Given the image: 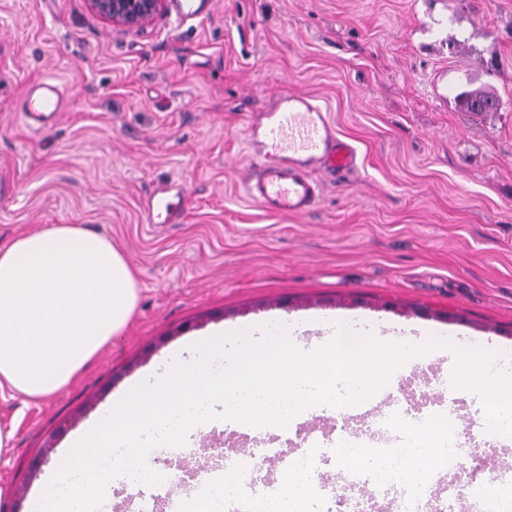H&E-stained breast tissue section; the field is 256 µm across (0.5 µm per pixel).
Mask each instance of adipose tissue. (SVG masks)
<instances>
[{
  "instance_id": "adipose-tissue-1",
  "label": "adipose tissue",
  "mask_w": 512,
  "mask_h": 512,
  "mask_svg": "<svg viewBox=\"0 0 512 512\" xmlns=\"http://www.w3.org/2000/svg\"><path fill=\"white\" fill-rule=\"evenodd\" d=\"M133 267L110 239L52 224L0 248V394L49 397L123 331L137 301ZM454 427L439 417L407 447L393 451L394 472L420 485L425 472L446 473ZM309 468L290 466L275 502L254 512H307Z\"/></svg>"
}]
</instances>
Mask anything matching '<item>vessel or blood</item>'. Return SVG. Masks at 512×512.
<instances>
[{"mask_svg":"<svg viewBox=\"0 0 512 512\" xmlns=\"http://www.w3.org/2000/svg\"><path fill=\"white\" fill-rule=\"evenodd\" d=\"M68 107L60 86L45 80L30 86L21 110L30 127L42 130L55 125ZM250 137L255 143L281 144L279 152L256 160L245 182L248 198L269 214L310 212L321 196L319 173L339 178L357 168L356 146L339 136L323 107L309 96L279 97Z\"/></svg>","mask_w":512,"mask_h":512,"instance_id":"1","label":"vessel or blood"}]
</instances>
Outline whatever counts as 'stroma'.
<instances>
[{"label": "stroma", "mask_w": 512, "mask_h": 512, "mask_svg": "<svg viewBox=\"0 0 512 512\" xmlns=\"http://www.w3.org/2000/svg\"><path fill=\"white\" fill-rule=\"evenodd\" d=\"M176 25L167 11L124 30L87 0H0V247L50 224L109 238L136 271L126 329L80 378L32 401L0 395V504L29 512L44 471L110 397L210 330L348 320L512 358V0H211ZM71 97L56 125L21 119L28 86ZM484 89L497 110L457 95ZM316 98L360 165L320 175L308 214L270 215L246 196L250 126L283 93ZM170 181L179 224H146ZM364 412L294 423L286 459L337 429L401 441L448 401L444 359L396 368ZM404 395L407 429L377 424ZM454 473L512 465L460 390ZM47 455L43 471L32 463ZM169 187L166 185H159L151 192L146 203L143 205V219L146 224H154L155 218L158 214L156 212L165 208L167 211V221L176 220L175 210H167L166 206V195L169 192Z\"/></svg>", "instance_id": "35a3bbf8"}]
</instances>
